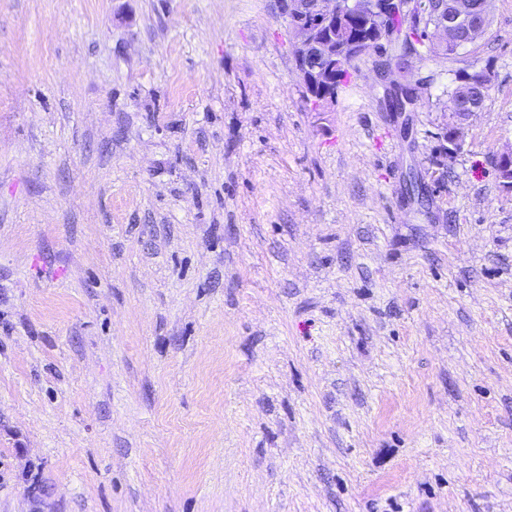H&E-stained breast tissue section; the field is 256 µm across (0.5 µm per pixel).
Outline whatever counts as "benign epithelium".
Here are the masks:
<instances>
[{
    "label": "benign epithelium",
    "instance_id": "1",
    "mask_svg": "<svg viewBox=\"0 0 512 512\" xmlns=\"http://www.w3.org/2000/svg\"><path fill=\"white\" fill-rule=\"evenodd\" d=\"M278 8L294 19L293 57L303 86L316 88L326 83L336 71V15L356 16L371 12L382 17L394 12L412 11L416 8L433 12L442 19L440 31L453 33L458 42L465 43L469 36L480 33L485 27L488 11L487 0H466L460 5L456 0H316L309 9L305 0H277Z\"/></svg>",
    "mask_w": 512,
    "mask_h": 512
}]
</instances>
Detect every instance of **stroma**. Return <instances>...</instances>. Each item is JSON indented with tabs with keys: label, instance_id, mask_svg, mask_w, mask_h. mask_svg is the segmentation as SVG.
<instances>
[{
	"label": "stroma",
	"instance_id": "35a3bbf8",
	"mask_svg": "<svg viewBox=\"0 0 512 512\" xmlns=\"http://www.w3.org/2000/svg\"><path fill=\"white\" fill-rule=\"evenodd\" d=\"M488 15L316 109L275 0H0V512H512ZM457 84L450 93L449 101H448V113H453L451 115L452 119L459 120L454 114L460 115L461 118H469L475 112H479L481 109L479 105L472 106L469 108L467 105H462V109L465 112H459L452 109V104L455 101H471L472 103H480L482 102L483 91H486V97L483 102L482 108L485 104L486 99L489 97V91L491 89V77L490 74L486 71H474L469 73L467 71H463L458 74L456 77Z\"/></svg>",
	"mask_w": 512,
	"mask_h": 512
}]
</instances>
